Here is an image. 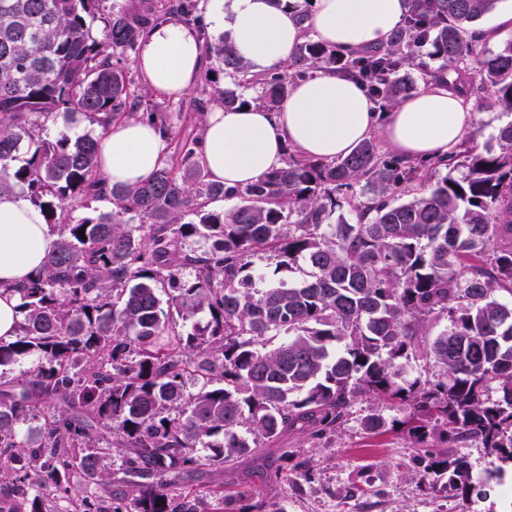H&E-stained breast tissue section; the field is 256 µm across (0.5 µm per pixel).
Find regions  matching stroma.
<instances>
[{
    "label": "stroma",
    "mask_w": 512,
    "mask_h": 512,
    "mask_svg": "<svg viewBox=\"0 0 512 512\" xmlns=\"http://www.w3.org/2000/svg\"><path fill=\"white\" fill-rule=\"evenodd\" d=\"M474 110L465 143L481 151L494 144L501 126L512 122V112L479 101ZM373 411L388 418L397 414L388 405L365 400L333 437L316 439L290 430L263 442L258 458L238 459L229 469L199 466L183 475L180 486L202 500L206 512H218V496L225 490L263 500L268 512H512L502 494L512 487V462L491 461L473 442L449 449V456L469 461L472 495L465 500L452 491L430 492L411 477L419 451L402 432L373 435L363 429V416ZM291 451L311 459L309 475L272 485L270 473Z\"/></svg>",
    "instance_id": "obj_1"
}]
</instances>
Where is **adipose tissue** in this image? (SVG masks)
Segmentation results:
<instances>
[{
	"label": "adipose tissue",
	"mask_w": 512,
	"mask_h": 512,
	"mask_svg": "<svg viewBox=\"0 0 512 512\" xmlns=\"http://www.w3.org/2000/svg\"><path fill=\"white\" fill-rule=\"evenodd\" d=\"M408 6L409 0H316L313 36L342 49L379 46L402 25ZM209 8L213 19L230 21L234 48L253 71L280 63L299 40L294 11L276 0H209ZM204 64L198 30L181 23L149 30L135 59L144 84L159 97L188 93ZM473 118L471 102L443 83L379 114L358 84L321 71L294 84L280 111L214 108L207 115L202 154L213 180L242 187L280 168L286 149L331 160L348 155L377 130L402 157H442L460 143ZM165 149L159 128L126 120L102 135L99 167L109 182L136 183L161 165ZM56 239L23 194L0 195V339L18 335L22 318L14 288L45 264Z\"/></svg>",
	"instance_id": "ef3b65f1"
}]
</instances>
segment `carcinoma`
Wrapping results in <instances>:
<instances>
[{"instance_id": "carcinoma-1", "label": "carcinoma", "mask_w": 512, "mask_h": 512, "mask_svg": "<svg viewBox=\"0 0 512 512\" xmlns=\"http://www.w3.org/2000/svg\"><path fill=\"white\" fill-rule=\"evenodd\" d=\"M98 2L0 0V195L26 190L57 235L44 268L13 288L19 336L0 341V367L33 365L19 390L0 392V504L44 512L41 491H67L77 469L126 512H200L197 498L174 491L181 474L204 460L255 457L258 440L287 429L332 437L364 398L408 410L406 434L424 449L419 482L469 500L466 458L427 445L477 441L512 461V300L503 298L512 297V122L498 130V149H465V172L434 183L426 172L453 158L387 157L367 139L345 158L291 155L229 189L203 164L202 119L178 141L177 160L126 185L101 174L98 139L48 140L31 117L79 112L104 129L136 118L171 139L170 113L141 111L151 92L133 88L123 65L147 30L168 22L199 27L224 71L262 84L258 105L269 112L319 70L366 84L391 112L465 61L467 92L487 91L511 112L512 41L486 55L475 29L501 0H411L384 45L354 51L314 39V0H276L294 10L301 41L258 79L229 33L206 31L196 0L114 13L100 41L87 26ZM215 82L205 72L201 94L224 108L250 104ZM24 142L28 158L16 166ZM79 196L106 198L112 212L74 221L68 207ZM219 198L239 203L210 209ZM345 206L349 220L337 214ZM259 251L279 258V270L305 262L310 279L256 287L250 257ZM173 311L184 322L209 318L187 330ZM442 319L447 328L427 342ZM268 336L284 340L269 349ZM419 360L430 371L408 375ZM41 412L42 431L20 437L19 425ZM361 424L374 434L396 426L377 412ZM98 427L112 432L103 448ZM114 447L123 451L118 480ZM309 472L308 460H285L276 478ZM224 512L256 506L227 494Z\"/></svg>"}]
</instances>
